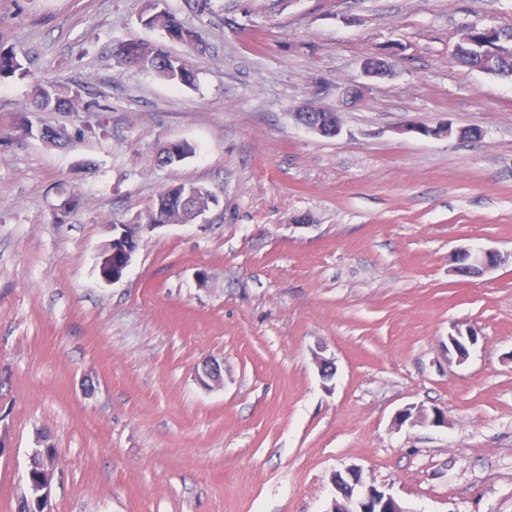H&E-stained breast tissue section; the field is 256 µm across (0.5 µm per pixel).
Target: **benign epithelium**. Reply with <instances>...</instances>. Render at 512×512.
<instances>
[{"instance_id":"obj_1","label":"benign epithelium","mask_w":512,"mask_h":512,"mask_svg":"<svg viewBox=\"0 0 512 512\" xmlns=\"http://www.w3.org/2000/svg\"><path fill=\"white\" fill-rule=\"evenodd\" d=\"M294 119L307 130L324 137H333L340 131V124L325 120L321 114L309 116L299 111L294 113ZM503 262L504 256L495 250L479 249L472 252L466 249L456 254L455 270L462 276L480 277ZM477 342L476 329H458L456 334L448 336V352L462 362ZM199 380L205 386L220 384L223 381V366L212 360L205 361ZM397 421L400 425L408 423L413 426L427 422L434 426H444L448 424V416L438 409L427 412L418 407H408L399 413ZM333 489L335 499L331 512H406L387 489L365 483L362 471L355 467L335 473Z\"/></svg>"}]
</instances>
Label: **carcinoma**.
<instances>
[{
	"label": "carcinoma",
	"instance_id": "obj_1",
	"mask_svg": "<svg viewBox=\"0 0 512 512\" xmlns=\"http://www.w3.org/2000/svg\"><path fill=\"white\" fill-rule=\"evenodd\" d=\"M165 0H147L145 17L141 18L144 26L163 32L164 42L149 43L142 40H127L116 49V57L122 64L137 66L154 72L168 82L177 86H191L196 80V73L191 57L200 52L194 32L178 18L176 13L163 7ZM493 31L496 41H512V28L480 27L467 25L462 32L472 39L468 52L475 54L486 45V32ZM177 43L185 48L182 54H173L166 49V43ZM24 74V67L11 51H0V80ZM81 99L80 90L62 93L56 86H41L36 94V106L41 110H66ZM195 154V148L188 142H172L163 147L157 162L175 155L184 160ZM216 200L215 194L208 188L193 183L176 184L164 189L152 204L148 214L149 224H179L194 218L193 211L206 210L209 203ZM58 463L56 448L49 443L48 437L40 435L37 448L32 450V473L28 481L29 496L35 497L43 491L50 471Z\"/></svg>",
	"mask_w": 512,
	"mask_h": 512
}]
</instances>
